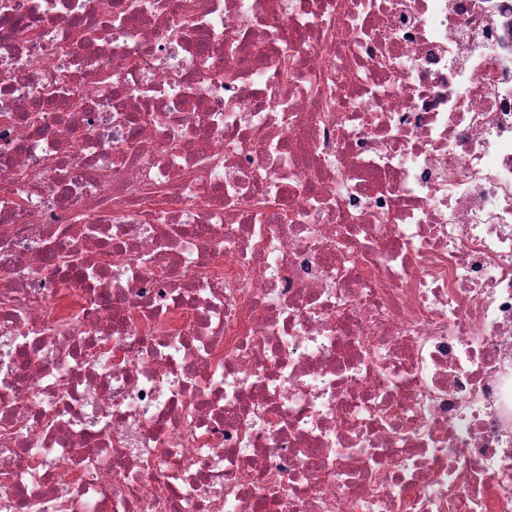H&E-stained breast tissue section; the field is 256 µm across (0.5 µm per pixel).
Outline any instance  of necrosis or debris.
<instances>
[{
	"label": "necrosis or debris",
	"mask_w": 512,
	"mask_h": 512,
	"mask_svg": "<svg viewBox=\"0 0 512 512\" xmlns=\"http://www.w3.org/2000/svg\"><path fill=\"white\" fill-rule=\"evenodd\" d=\"M0 0V512H512V0Z\"/></svg>",
	"instance_id": "1"
}]
</instances>
